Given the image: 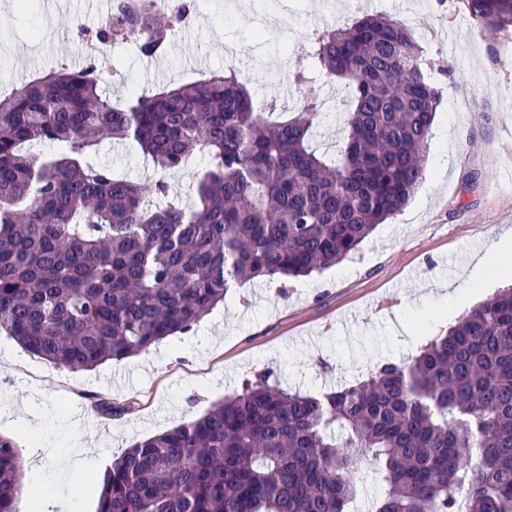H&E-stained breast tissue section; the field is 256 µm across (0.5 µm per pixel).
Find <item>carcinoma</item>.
Returning a JSON list of instances; mask_svg holds the SVG:
<instances>
[{
  "label": "carcinoma",
  "instance_id": "obj_1",
  "mask_svg": "<svg viewBox=\"0 0 512 512\" xmlns=\"http://www.w3.org/2000/svg\"><path fill=\"white\" fill-rule=\"evenodd\" d=\"M481 27L512 28V0H456ZM152 5H124L96 32L159 53ZM295 83L341 82L346 142H312L322 104L272 122L247 86L216 71L112 102L92 58L0 98V331L57 366L91 370L186 333L256 278L342 262L401 210L424 175L440 93L418 38L384 16L306 42ZM104 139L136 144L142 182L92 166ZM49 142L55 150L35 154ZM196 149L194 205L164 175ZM120 417L134 402L102 400ZM512 512V286L466 311L415 355L354 385L307 395L247 380L201 417L135 442L104 476L98 512ZM24 457L0 434V512H18Z\"/></svg>",
  "mask_w": 512,
  "mask_h": 512
}]
</instances>
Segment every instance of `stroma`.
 Wrapping results in <instances>:
<instances>
[{
  "mask_svg": "<svg viewBox=\"0 0 512 512\" xmlns=\"http://www.w3.org/2000/svg\"><path fill=\"white\" fill-rule=\"evenodd\" d=\"M383 15L413 31L448 29L455 44L431 45V77L441 93L427 150L425 178L410 203L379 225L352 258L306 277L235 285L187 334L92 370L51 365L0 334V433L44 445L39 480L59 504L96 512L103 477L132 443L200 417L240 388L270 375L284 389L317 395L365 379L377 365L413 354L457 318L503 287L498 261L481 280L472 265L493 239L512 231V30L493 34L445 0H206L188 27L168 34L162 53L132 43L106 45L116 78L113 101L129 89L198 79L234 63L249 76L257 111L276 103L294 112L300 98L291 47L313 29ZM93 0H60L49 10L0 0V90L60 66L76 68L85 52L79 30H98ZM234 48L228 60L226 48ZM206 59L187 65V53ZM324 113L314 141L332 155L342 146L345 91L317 83ZM117 176L143 181L152 165L133 144L103 141L89 158ZM136 400L121 419L98 413L97 401ZM93 444L84 471L73 449Z\"/></svg>",
  "mask_w": 512,
  "mask_h": 512,
  "instance_id": "obj_1",
  "label": "stroma"
}]
</instances>
